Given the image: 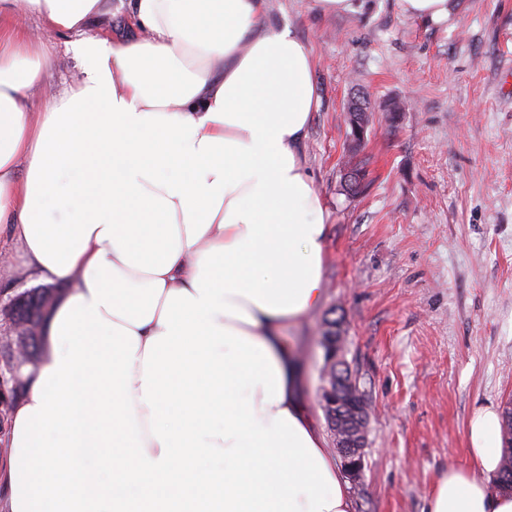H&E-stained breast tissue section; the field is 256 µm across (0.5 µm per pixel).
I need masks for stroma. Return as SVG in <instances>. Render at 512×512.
<instances>
[{
    "label": "stroma",
    "instance_id": "1",
    "mask_svg": "<svg viewBox=\"0 0 512 512\" xmlns=\"http://www.w3.org/2000/svg\"><path fill=\"white\" fill-rule=\"evenodd\" d=\"M15 23L54 52L29 99L37 112L81 63L40 18ZM262 23L312 50L318 108L302 148L326 208L324 301L285 341L306 356L305 397L322 424L319 334L334 321L346 338L370 405L353 512H427L448 468L472 464V414L512 401V0H456L439 22L399 0L328 15L316 0H268ZM89 33L140 35L127 0ZM359 91L373 115L366 190L352 196L345 106Z\"/></svg>",
    "mask_w": 512,
    "mask_h": 512
}]
</instances>
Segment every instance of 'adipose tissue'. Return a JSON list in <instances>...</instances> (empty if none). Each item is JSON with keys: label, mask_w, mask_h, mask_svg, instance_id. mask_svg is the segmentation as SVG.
<instances>
[{"label": "adipose tissue", "mask_w": 512, "mask_h": 512, "mask_svg": "<svg viewBox=\"0 0 512 512\" xmlns=\"http://www.w3.org/2000/svg\"><path fill=\"white\" fill-rule=\"evenodd\" d=\"M265 2L133 0L141 36L111 44L87 26L112 0H0V233L71 287L12 413L8 512H352L282 335L324 301L325 208L313 56ZM20 12L83 67L36 115L52 59ZM468 438L428 512H512L498 411Z\"/></svg>", "instance_id": "ef3b65f1"}]
</instances>
